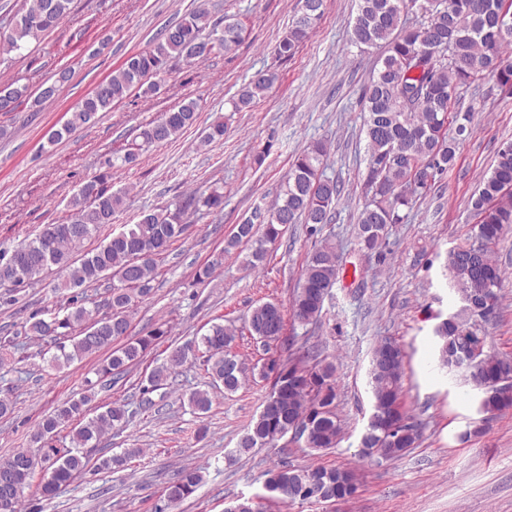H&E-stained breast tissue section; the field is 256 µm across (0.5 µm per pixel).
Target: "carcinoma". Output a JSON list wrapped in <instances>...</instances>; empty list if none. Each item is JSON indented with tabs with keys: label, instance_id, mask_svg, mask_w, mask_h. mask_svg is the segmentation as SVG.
Here are the masks:
<instances>
[{
	"label": "carcinoma",
	"instance_id": "carcinoma-1",
	"mask_svg": "<svg viewBox=\"0 0 512 512\" xmlns=\"http://www.w3.org/2000/svg\"><path fill=\"white\" fill-rule=\"evenodd\" d=\"M72 2L24 0L14 23L0 30V57L6 59L21 52L29 41L56 29L71 13ZM300 2L312 3L309 18L304 23L292 20L276 46L280 57L292 56L323 15L324 0ZM421 4L426 5L424 22L416 27L402 25V13ZM504 10L512 13V0H358L352 42L362 49L382 45L385 53L362 93L369 158L366 199L357 214V242L360 251L382 264L391 254L387 249L389 226L402 223L403 211L412 207L416 197L431 192L455 162L459 141L450 135V129L458 126L466 132L470 123L469 112L455 109L458 90L486 77L500 85H512V63L503 59L504 49L512 47V32L503 34L497 25L498 14ZM240 41L239 24L226 18L213 20L205 4H199L180 20L162 27L146 49L128 56L93 93L85 96L61 127L47 133L48 145L95 122L100 113L111 110L132 93L156 91L157 84L150 82L156 71L173 62L196 64L228 54ZM69 78V70L61 69L36 92L15 80L0 86V102L11 104L13 112L23 107L38 108L58 98ZM273 81L269 75L253 76L233 99L234 111L253 107ZM198 108L196 100L185 99L141 126L137 134L140 142L124 154L106 159L107 171L77 186L66 204L72 211L67 219L44 225L35 237L21 242L6 261H0V268H18L19 277L13 280L16 286L31 283L54 268L59 274L54 289L70 291L58 310L36 311L24 325L25 335L37 336L54 349L49 357L51 364L61 367L107 350L109 355L97 375L115 380L139 364L167 335L168 330L161 325L144 335L131 334L132 314L137 303L152 295L160 260L171 241L185 230L186 209L223 210L224 193L220 188L145 213L137 223L112 235L81 259H74V254L102 226L112 223L123 205L124 192H113L108 186V169L118 161L123 166H134L142 150L176 138L196 122ZM325 157L320 142L304 150L293 162L274 203L268 208H254L236 225L224 248L196 272V281L205 282L222 265L224 254L232 250L245 248L249 250L247 265H263L267 245L281 239L290 224H308L309 233L315 234L316 225L332 223L342 189L338 182L324 177L321 168ZM471 206L478 221L471 235L448 252L445 264L449 284L465 306L462 313L439 322L435 335L441 365L466 366L470 378L483 391L482 411L495 415L512 409V359L489 352L474 368L458 356L463 337L474 335L475 319H487L477 311L479 290L492 289L495 303H500L503 270L493 253L504 228L512 224V145L499 150L496 164L482 179ZM341 272L336 245L327 238L321 240L302 268L290 303L295 321L306 325L320 316ZM103 280L111 282L105 288L111 300L110 315L104 312L105 301H95L87 294V287ZM284 326V306L277 301L252 307L241 329L231 322L211 324L194 340L171 348L151 370L142 385L139 407L154 405L150 394L166 388L179 368L200 359L209 377L208 388L184 395L197 415L210 410L213 388L221 386L229 395L251 376L271 382L269 397L239 439L230 461L298 426L303 427L301 439L307 447L315 451L336 447L343 428L336 415L332 363L320 360L299 367L271 355L250 366L236 351L237 339L246 331L253 340H263V351L270 352L271 345L283 335ZM402 363V350L391 339L380 340L372 351L369 386L373 413L359 446V455L365 459L372 458L373 448L387 460L399 459L419 440V424L404 407ZM93 397L92 392L83 393L39 422L33 442L39 444L41 458L50 462L40 486L41 497H54L88 468L90 458L84 448L132 421L128 404L118 402L87 416ZM68 427L70 447L59 448L53 444L54 437ZM139 454L140 449L127 448L98 460L97 469L117 472ZM34 459L30 450L22 448L0 461V499L21 496L33 476L30 461ZM356 478L350 469L276 464L266 471L264 488L293 500H306L316 488L326 495L346 498L353 492ZM203 479L198 467L180 470L168 486L167 501L177 503L188 498Z\"/></svg>",
	"mask_w": 512,
	"mask_h": 512
}]
</instances>
